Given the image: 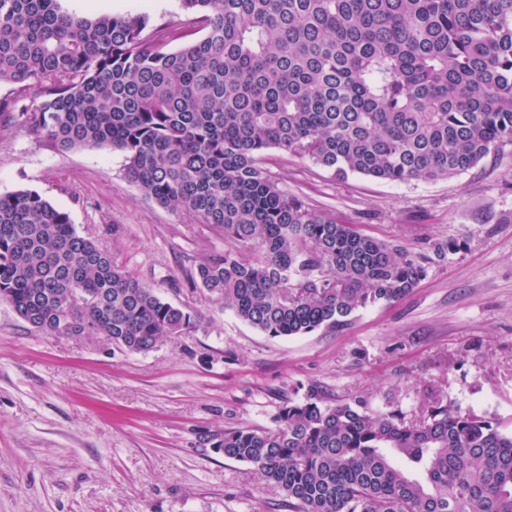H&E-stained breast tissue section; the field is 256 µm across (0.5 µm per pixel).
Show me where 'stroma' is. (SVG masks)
Wrapping results in <instances>:
<instances>
[{"mask_svg":"<svg viewBox=\"0 0 512 512\" xmlns=\"http://www.w3.org/2000/svg\"><path fill=\"white\" fill-rule=\"evenodd\" d=\"M84 17L187 20L179 0H60ZM280 187L364 234L429 257L405 299L358 310L342 327L270 337L190 292L185 272L224 237L148 199L109 147L53 150L0 133V194L42 193L77 231L197 331L128 353L101 336L42 335L0 302V512H290L285 494L215 444L225 430L274 429L318 391L365 411L419 412L430 397L512 430V146L449 179L341 178L268 150ZM436 242L453 243L445 258Z\"/></svg>","mask_w":512,"mask_h":512,"instance_id":"stroma-1","label":"stroma"}]
</instances>
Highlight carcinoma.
Masks as SVG:
<instances>
[{"mask_svg":"<svg viewBox=\"0 0 512 512\" xmlns=\"http://www.w3.org/2000/svg\"><path fill=\"white\" fill-rule=\"evenodd\" d=\"M180 2L186 27L0 0V83L42 99L30 131L122 151L146 197L224 234L186 281L270 337L406 298L427 258L285 193L266 151L392 183L476 167L512 144V0ZM16 105L0 101V132ZM1 298L45 335L132 353L201 326L31 188L0 194ZM218 448L293 512H512V433L437 401L408 418L311 390Z\"/></svg>","mask_w":512,"mask_h":512,"instance_id":"1","label":"carcinoma"}]
</instances>
